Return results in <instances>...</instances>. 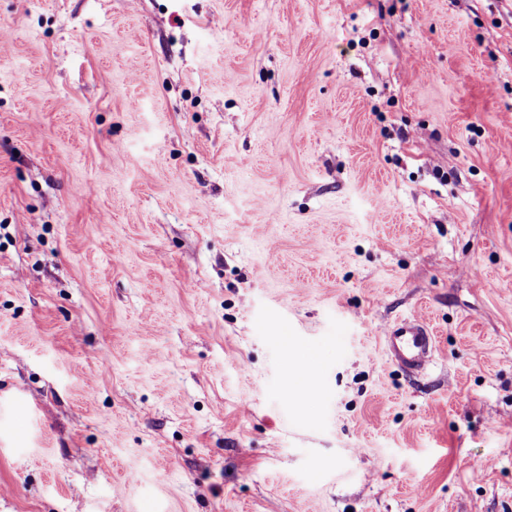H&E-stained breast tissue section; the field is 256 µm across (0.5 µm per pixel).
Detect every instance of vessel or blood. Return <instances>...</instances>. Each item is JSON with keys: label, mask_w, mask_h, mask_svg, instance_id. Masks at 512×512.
<instances>
[{"label": "vessel or blood", "mask_w": 512, "mask_h": 512, "mask_svg": "<svg viewBox=\"0 0 512 512\" xmlns=\"http://www.w3.org/2000/svg\"><path fill=\"white\" fill-rule=\"evenodd\" d=\"M382 336L389 358L409 372L425 371L436 358L434 336L419 318L397 319L383 327Z\"/></svg>", "instance_id": "b4317fda"}]
</instances>
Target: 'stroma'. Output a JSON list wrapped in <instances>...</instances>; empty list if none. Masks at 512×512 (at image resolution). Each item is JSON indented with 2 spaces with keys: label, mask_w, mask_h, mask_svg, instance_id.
I'll list each match as a JSON object with an SVG mask.
<instances>
[{
  "label": "stroma",
  "mask_w": 512,
  "mask_h": 512,
  "mask_svg": "<svg viewBox=\"0 0 512 512\" xmlns=\"http://www.w3.org/2000/svg\"><path fill=\"white\" fill-rule=\"evenodd\" d=\"M0 512H512V0H0ZM389 358L412 373L425 371L435 360L437 349L432 331L419 318L406 316L382 328Z\"/></svg>",
  "instance_id": "35a3bbf8"
}]
</instances>
